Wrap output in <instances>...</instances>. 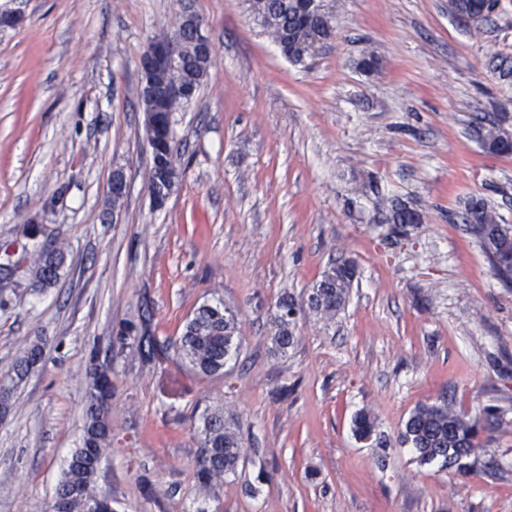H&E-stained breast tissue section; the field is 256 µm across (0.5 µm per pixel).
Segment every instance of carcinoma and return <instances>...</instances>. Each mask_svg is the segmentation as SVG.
Segmentation results:
<instances>
[{
	"mask_svg": "<svg viewBox=\"0 0 512 512\" xmlns=\"http://www.w3.org/2000/svg\"><path fill=\"white\" fill-rule=\"evenodd\" d=\"M249 10L256 21L270 31L288 60L300 63L314 44L330 39L335 24L330 14L323 12L317 19L300 12L297 0H249ZM448 13L457 19L477 17L474 24L487 20L474 9L473 0H448ZM193 32L179 25L170 41L178 56L185 62L184 75L202 87L212 59L198 54L193 45ZM475 133L482 146L492 154L512 153V138L500 125L480 124ZM165 144L164 154L156 158L154 172L149 174L147 189L155 207L160 208L163 198L177 187L180 173L172 161L175 145L174 119H168L160 132ZM374 199V210L385 224H419L421 215L399 198L383 195L373 184L362 185ZM467 230L476 237L502 287L512 290V224L502 223L490 199L472 194L462 202L459 215ZM17 261L24 262L21 274L14 280L18 286L31 291H44L54 287L66 266V255L57 245L52 230L42 236L30 251L21 246ZM353 276L345 268L334 265L321 274L307 297L308 308L326 320L333 319L344 308L352 288ZM296 307L293 296H284L273 317L271 343L275 351L285 353L295 342L296 321L284 318L283 309ZM239 320L236 312L224 303H204L185 322L181 335L172 341L174 356L197 374L206 376L224 374V361L238 348ZM44 357V347L33 344L13 367L16 380L21 382L31 371L35 358ZM497 424V418L482 419L456 411L448 402L421 404L407 419L400 441L409 445L422 464L457 459L455 470L469 473L475 461L468 456L471 448H480L479 435ZM355 436L367 441L376 435V423L365 412L353 421ZM110 409L90 400L85 414L81 444L74 449L63 469L56 494L65 500L66 512H91L104 496L97 484L102 458L112 444ZM201 461L197 471L199 488L210 493L221 487L224 477L237 472L244 459L245 448L238 433L224 420V411L209 409L202 416Z\"/></svg>",
	"mask_w": 512,
	"mask_h": 512,
	"instance_id": "1",
	"label": "carcinoma"
}]
</instances>
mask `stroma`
I'll list each match as a JSON object with an SVG mask.
<instances>
[{
  "label": "stroma",
  "mask_w": 512,
  "mask_h": 512,
  "mask_svg": "<svg viewBox=\"0 0 512 512\" xmlns=\"http://www.w3.org/2000/svg\"><path fill=\"white\" fill-rule=\"evenodd\" d=\"M333 39L290 62L248 0H0V247L42 216L69 252L37 294L0 285V380L33 343L45 358L0 414V512H50L79 444L91 360L112 379V445L98 484L114 512H512V290L465 224L469 194L512 224V155L471 126L512 134V0L480 30L448 0H325ZM198 16L216 46L199 93L175 112L180 182L162 208L146 189L150 148L139 58ZM375 53L379 68L357 62ZM128 191L108 204L112 174ZM374 177L422 221L373 223L345 200ZM357 277L332 320L305 309L287 354L272 349L280 299L297 303L331 264ZM239 318L220 376L149 361L118 334L145 322L176 339L201 304ZM179 394L163 395L162 378ZM501 418L473 472L419 464L399 436L421 403ZM219 406L247 456L200 490L197 428ZM380 440L352 432L359 412ZM475 133L482 146L493 154L512 153V139L494 122L479 124Z\"/></svg>",
  "instance_id": "obj_1"
}]
</instances>
